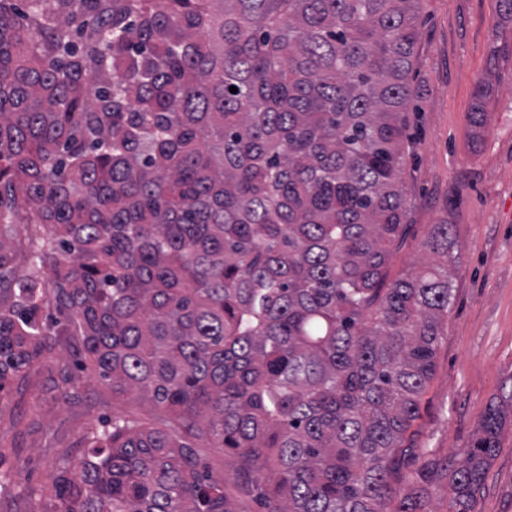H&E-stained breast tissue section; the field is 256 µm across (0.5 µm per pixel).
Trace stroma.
<instances>
[{
    "instance_id": "stroma-1",
    "label": "stroma",
    "mask_w": 512,
    "mask_h": 512,
    "mask_svg": "<svg viewBox=\"0 0 512 512\" xmlns=\"http://www.w3.org/2000/svg\"><path fill=\"white\" fill-rule=\"evenodd\" d=\"M504 42H512V21H499L497 0H421L404 170L413 234L392 270L419 258L429 225L448 221L454 301L412 429L416 452L401 458L400 476L405 489L423 492L441 510L448 481L423 479V472L466 448L488 405L512 391V64L491 61ZM481 80L492 81L496 95L476 130L469 114ZM65 377L77 387L66 400L57 389ZM119 413L147 423L158 416L142 401L113 400L75 357L45 355L0 395V469L12 475L0 484V512H31V491L48 488L56 468L79 459L87 433ZM470 512H512L511 422Z\"/></svg>"
}]
</instances>
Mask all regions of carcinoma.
Here are the masks:
<instances>
[{
    "label": "carcinoma",
    "mask_w": 512,
    "mask_h": 512,
    "mask_svg": "<svg viewBox=\"0 0 512 512\" xmlns=\"http://www.w3.org/2000/svg\"><path fill=\"white\" fill-rule=\"evenodd\" d=\"M420 0H0V394L70 337L114 418L51 512H434L398 478L448 334L410 236ZM237 92H230V87ZM494 88L476 83L473 126ZM506 422L448 456L469 512ZM229 457L203 464L199 443Z\"/></svg>",
    "instance_id": "obj_1"
}]
</instances>
